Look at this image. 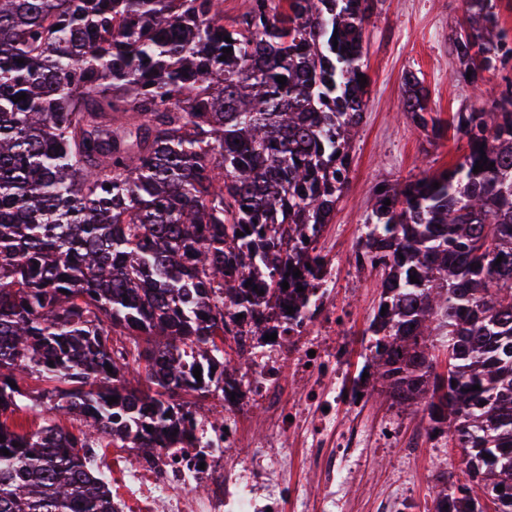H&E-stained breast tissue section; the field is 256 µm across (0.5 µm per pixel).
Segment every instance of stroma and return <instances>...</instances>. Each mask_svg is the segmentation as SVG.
<instances>
[{
	"label": "stroma",
	"instance_id": "35a3bbf8",
	"mask_svg": "<svg viewBox=\"0 0 512 512\" xmlns=\"http://www.w3.org/2000/svg\"><path fill=\"white\" fill-rule=\"evenodd\" d=\"M462 18L461 0H379L366 25L368 94L352 143L349 183L332 223L325 225L318 240L319 250L333 258L338 272V285L328 301L349 319L344 341L348 346L346 377L350 380L359 378L369 362V325L379 300L375 272L364 271L356 262L374 187L438 173L467 151L460 136L435 138L417 129L404 115L405 73H414L421 80L433 115L447 122L454 113L488 108L512 82V65L483 72L476 93L458 80L459 64L450 52L449 38ZM358 415L375 428L396 424L405 439L419 437L423 444L418 457L411 460L400 448L373 442L357 495L387 493L398 482L417 502L433 498L442 473L440 460L459 459L460 448L444 438H423L421 408H398L382 395L370 396L367 408Z\"/></svg>",
	"mask_w": 512,
	"mask_h": 512
}]
</instances>
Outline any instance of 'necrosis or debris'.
Returning a JSON list of instances; mask_svg holds the SVG:
<instances>
[{"mask_svg":"<svg viewBox=\"0 0 512 512\" xmlns=\"http://www.w3.org/2000/svg\"><path fill=\"white\" fill-rule=\"evenodd\" d=\"M318 294L309 311L277 327L287 355L269 351L257 359L244 385L245 398L224 400V424L202 423L200 448H165L144 461L135 451L113 455L112 501L118 512H436L418 510L406 495L375 496L362 502L350 493L361 477L360 461L371 440L396 444L397 436L373 433L358 420L337 427L335 407L356 408L365 384L339 383L343 351L336 338L344 315L326 304L336 286V269L324 264L314 282ZM302 387L298 402L283 389V374ZM263 410L265 436L246 435L237 414ZM301 434L306 468L316 483L297 477L288 437Z\"/></svg>","mask_w":512,"mask_h":512,"instance_id":"1","label":"necrosis or debris"}]
</instances>
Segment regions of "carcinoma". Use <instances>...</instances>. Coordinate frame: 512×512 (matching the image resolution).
<instances>
[{
  "mask_svg": "<svg viewBox=\"0 0 512 512\" xmlns=\"http://www.w3.org/2000/svg\"><path fill=\"white\" fill-rule=\"evenodd\" d=\"M375 2L250 0L226 25L224 0H0V417L34 378L77 422L0 421V512H115L94 449L199 445L219 343L242 354L297 319L282 283L308 288L324 261ZM462 3L450 50L473 85L512 37L496 0ZM402 110L468 153L374 191L356 253L380 276L371 377L462 449L438 512H512V85L443 122L410 72Z\"/></svg>",
  "mask_w": 512,
  "mask_h": 512,
  "instance_id": "1",
  "label": "carcinoma"
}]
</instances>
